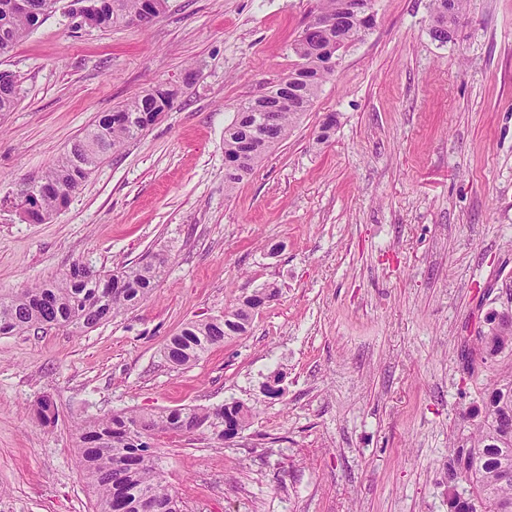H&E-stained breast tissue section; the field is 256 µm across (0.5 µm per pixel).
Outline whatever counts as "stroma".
<instances>
[{
	"label": "stroma",
	"instance_id": "35a3bbf8",
	"mask_svg": "<svg viewBox=\"0 0 512 512\" xmlns=\"http://www.w3.org/2000/svg\"><path fill=\"white\" fill-rule=\"evenodd\" d=\"M316 5L168 0L148 25L98 29L59 0L0 58L20 80L0 112V293L167 259L145 301L88 332L0 335V512H95L75 420L231 401L255 412L236 438L156 440L185 512H448L449 438L479 421L461 354L512 282V0H471L445 43L431 0H375L310 110L225 191L224 128L293 69ZM160 83L170 111L53 217L19 220L17 181ZM267 286L248 334L163 359L185 323Z\"/></svg>",
	"mask_w": 512,
	"mask_h": 512
}]
</instances>
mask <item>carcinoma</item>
<instances>
[{
    "label": "carcinoma",
    "instance_id": "1",
    "mask_svg": "<svg viewBox=\"0 0 512 512\" xmlns=\"http://www.w3.org/2000/svg\"><path fill=\"white\" fill-rule=\"evenodd\" d=\"M454 14L448 15V2ZM19 9L15 0H0V57L10 53L29 31L50 11L45 0H28ZM144 0H112V10L101 12L95 0H72L71 14L79 24L96 28L126 26L141 14ZM470 0H432L433 37L446 42L448 30L455 29L466 14ZM340 0H318L316 14L336 19ZM336 28L303 29L291 50L296 63L290 73L294 81L275 84L264 101H240L235 118L224 128V157L227 162L224 189L232 190L263 158L287 136L296 120L312 106L318 92L333 75L330 55L319 49ZM17 76L0 71V112L14 110ZM296 106H288V98ZM175 97L154 87L145 94L102 114L98 121L75 139L71 147L43 173L39 182L44 192L34 195L31 181L22 180L12 191L13 204L30 203L50 216L68 203L92 171L110 153L140 137L159 112L169 111ZM276 109L278 124L266 129L260 116L266 107ZM167 258L154 255L145 263L112 271L94 270L76 264L51 283L21 293H0V335L26 332L32 328L63 327L74 333L94 328L103 320L136 307L146 300L161 278ZM277 289L269 286L254 296L238 301L226 313L207 320L190 321L169 337L162 349L164 360L175 366L195 363L224 339L246 334L256 306L270 301ZM467 370L481 378L477 387L482 418L476 429L450 442L452 460H466L463 499L457 493L448 503L453 512H512V482L500 480L499 470L512 469V330L493 333L477 331L469 352ZM36 414L44 424L55 422L54 402L44 398ZM253 417L239 402L212 408L183 405L155 414L115 413L109 417L84 420L75 426L78 451L88 483L96 496L97 512H184L182 502L163 483L154 440L160 433H208L224 440V426H244Z\"/></svg>",
    "mask_w": 512,
    "mask_h": 512
}]
</instances>
